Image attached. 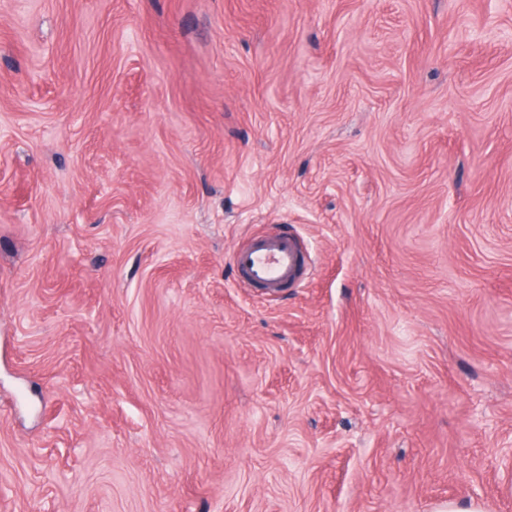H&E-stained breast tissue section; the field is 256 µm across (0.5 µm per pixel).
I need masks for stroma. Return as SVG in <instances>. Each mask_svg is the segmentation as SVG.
I'll return each mask as SVG.
<instances>
[{
	"label": "stroma",
	"instance_id": "obj_1",
	"mask_svg": "<svg viewBox=\"0 0 512 512\" xmlns=\"http://www.w3.org/2000/svg\"><path fill=\"white\" fill-rule=\"evenodd\" d=\"M499 448L512 0H0V512H512ZM233 265L246 288H260L263 294L271 295L299 282L305 253L295 237L264 234L236 251Z\"/></svg>",
	"mask_w": 512,
	"mask_h": 512
}]
</instances>
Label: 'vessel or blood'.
Returning <instances> with one entry per match:
<instances>
[{
    "label": "vessel or blood",
    "instance_id": "1",
    "mask_svg": "<svg viewBox=\"0 0 512 512\" xmlns=\"http://www.w3.org/2000/svg\"><path fill=\"white\" fill-rule=\"evenodd\" d=\"M241 283L271 295L297 284L305 264L299 240L286 234H264L250 239L233 255Z\"/></svg>",
    "mask_w": 512,
    "mask_h": 512
}]
</instances>
